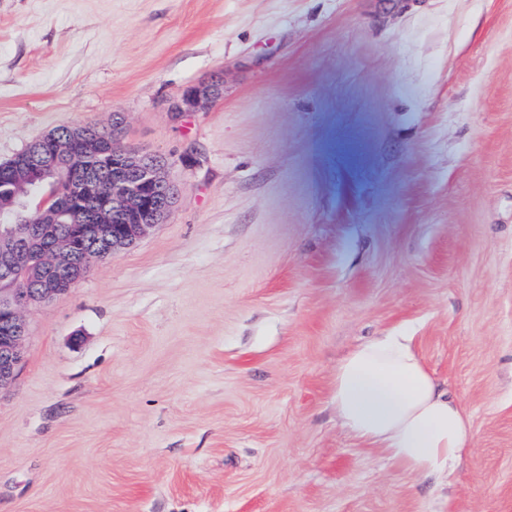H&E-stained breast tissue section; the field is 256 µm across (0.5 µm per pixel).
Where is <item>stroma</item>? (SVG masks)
Returning a JSON list of instances; mask_svg holds the SVG:
<instances>
[{
	"label": "stroma",
	"mask_w": 512,
	"mask_h": 512,
	"mask_svg": "<svg viewBox=\"0 0 512 512\" xmlns=\"http://www.w3.org/2000/svg\"><path fill=\"white\" fill-rule=\"evenodd\" d=\"M116 116L179 199L27 312L0 512H512V0H0V163ZM393 329L470 417L448 479L330 404ZM221 84L217 80L191 87L182 98L171 107V112L180 114L191 112L193 109L202 106L205 102L220 95Z\"/></svg>",
	"instance_id": "stroma-1"
}]
</instances>
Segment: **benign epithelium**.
Instances as JSON below:
<instances>
[{"label":"benign epithelium","instance_id":"obj_1","mask_svg":"<svg viewBox=\"0 0 512 512\" xmlns=\"http://www.w3.org/2000/svg\"><path fill=\"white\" fill-rule=\"evenodd\" d=\"M219 88L216 80L194 86L171 111L190 112L218 97ZM88 141L78 133L66 139L55 134L43 137L23 168L16 170L41 172L54 178V184L68 187L64 203L46 202L41 184L34 181L28 197L41 198L37 207L8 192L7 201L0 204L15 218L13 224L0 225V389L15 381L24 361V311L70 293L94 261L134 246L151 228L165 223L177 200L179 190L165 168L148 156L114 148L98 154L84 169L74 166L79 146ZM109 159L112 185L103 223L93 226L89 239L61 235L59 218L79 223L81 200L103 192L99 169Z\"/></svg>","mask_w":512,"mask_h":512}]
</instances>
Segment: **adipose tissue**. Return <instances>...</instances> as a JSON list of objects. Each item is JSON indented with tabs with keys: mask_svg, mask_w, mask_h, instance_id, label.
I'll list each match as a JSON object with an SVG mask.
<instances>
[{
	"mask_svg": "<svg viewBox=\"0 0 512 512\" xmlns=\"http://www.w3.org/2000/svg\"><path fill=\"white\" fill-rule=\"evenodd\" d=\"M331 404L356 439L419 475L448 477L472 450L469 417L443 390L410 336L362 342L337 365Z\"/></svg>",
	"mask_w": 512,
	"mask_h": 512,
	"instance_id": "ef3b65f1",
	"label": "adipose tissue"
}]
</instances>
